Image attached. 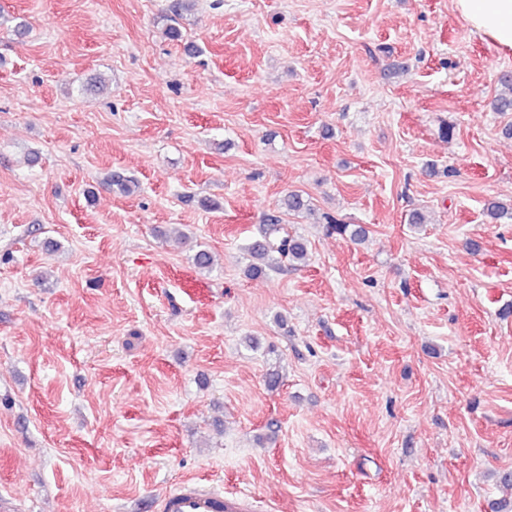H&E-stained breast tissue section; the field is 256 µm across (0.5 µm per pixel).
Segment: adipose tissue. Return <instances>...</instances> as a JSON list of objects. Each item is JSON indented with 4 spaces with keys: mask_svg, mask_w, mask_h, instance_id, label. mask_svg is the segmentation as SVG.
Instances as JSON below:
<instances>
[{
    "mask_svg": "<svg viewBox=\"0 0 512 512\" xmlns=\"http://www.w3.org/2000/svg\"><path fill=\"white\" fill-rule=\"evenodd\" d=\"M453 6L472 30L512 51V0H453Z\"/></svg>",
    "mask_w": 512,
    "mask_h": 512,
    "instance_id": "obj_1",
    "label": "adipose tissue"
}]
</instances>
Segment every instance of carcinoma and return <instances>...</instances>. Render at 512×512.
I'll use <instances>...</instances> for the list:
<instances>
[{"mask_svg": "<svg viewBox=\"0 0 512 512\" xmlns=\"http://www.w3.org/2000/svg\"><path fill=\"white\" fill-rule=\"evenodd\" d=\"M500 84L504 91L493 101V109L496 112H512V73H503ZM281 205L293 213L310 210V201L298 193L288 194ZM486 213L495 221L512 218V204L492 200L486 204ZM246 254V274L261 277L269 271L305 262L307 245L301 237L282 232L279 217L272 215L267 219V228L261 237L246 246Z\"/></svg>", "mask_w": 512, "mask_h": 512, "instance_id": "carcinoma-1", "label": "carcinoma"}]
</instances>
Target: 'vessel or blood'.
<instances>
[{"label": "vessel or blood", "instance_id": "1", "mask_svg": "<svg viewBox=\"0 0 512 512\" xmlns=\"http://www.w3.org/2000/svg\"><path fill=\"white\" fill-rule=\"evenodd\" d=\"M153 512H252L249 495H225L212 481H185L151 504Z\"/></svg>", "mask_w": 512, "mask_h": 512}]
</instances>
